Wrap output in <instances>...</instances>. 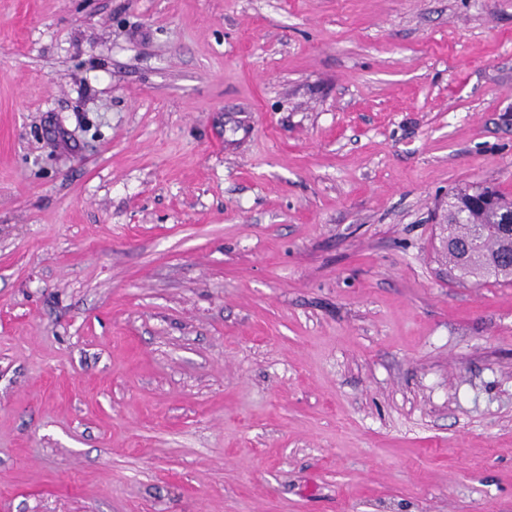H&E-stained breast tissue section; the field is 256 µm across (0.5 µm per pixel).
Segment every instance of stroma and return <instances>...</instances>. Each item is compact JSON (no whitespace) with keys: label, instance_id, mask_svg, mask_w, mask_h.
Wrapping results in <instances>:
<instances>
[{"label":"stroma","instance_id":"stroma-1","mask_svg":"<svg viewBox=\"0 0 512 512\" xmlns=\"http://www.w3.org/2000/svg\"><path fill=\"white\" fill-rule=\"evenodd\" d=\"M512 0H0V512H512ZM440 226L452 279L512 286V197L484 185L450 191L448 223Z\"/></svg>","mask_w":512,"mask_h":512}]
</instances>
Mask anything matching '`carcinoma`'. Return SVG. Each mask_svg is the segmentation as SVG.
<instances>
[{
  "label": "carcinoma",
  "mask_w": 512,
  "mask_h": 512,
  "mask_svg": "<svg viewBox=\"0 0 512 512\" xmlns=\"http://www.w3.org/2000/svg\"><path fill=\"white\" fill-rule=\"evenodd\" d=\"M440 236L452 279L512 286V197L484 185L449 192Z\"/></svg>",
  "instance_id": "carcinoma-1"
}]
</instances>
